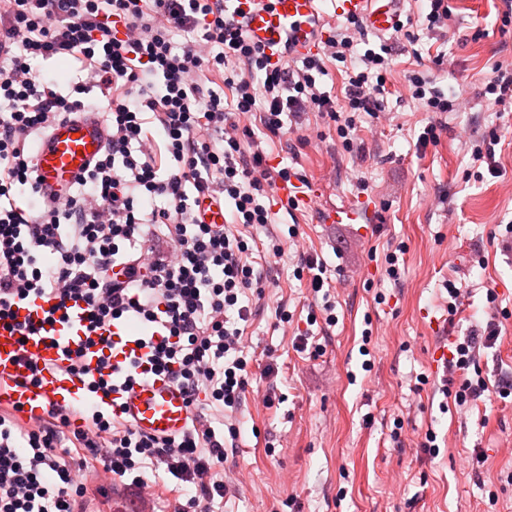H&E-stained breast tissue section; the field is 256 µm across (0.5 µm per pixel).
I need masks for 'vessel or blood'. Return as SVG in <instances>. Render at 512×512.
<instances>
[{
	"label": "vessel or blood",
	"instance_id": "vessel-or-blood-1",
	"mask_svg": "<svg viewBox=\"0 0 512 512\" xmlns=\"http://www.w3.org/2000/svg\"><path fill=\"white\" fill-rule=\"evenodd\" d=\"M320 0H238L237 8L247 23L249 37L265 47L271 59H279L284 32H291L295 53L304 55L318 48L315 32L325 21L319 16ZM336 16L354 17L377 35L389 32L401 13L403 0H333ZM102 118L89 115L60 121L36 142L33 153L42 198L60 202L68 188L89 169L106 144ZM326 224H350L371 216L372 209L353 201L328 205L320 210ZM82 310L73 308L70 319L47 331L20 339L18 333L0 329V408L18 407L25 420L37 421L55 408H69L88 399L84 383L65 371L66 351L82 338ZM107 348H86L83 361L97 369L102 356L112 363L143 356L137 337L128 324L111 326ZM39 376H32L31 365ZM117 408L139 431L166 436L182 431L190 422V409L183 393L163 375H148L145 382L118 393Z\"/></svg>",
	"mask_w": 512,
	"mask_h": 512
}]
</instances>
